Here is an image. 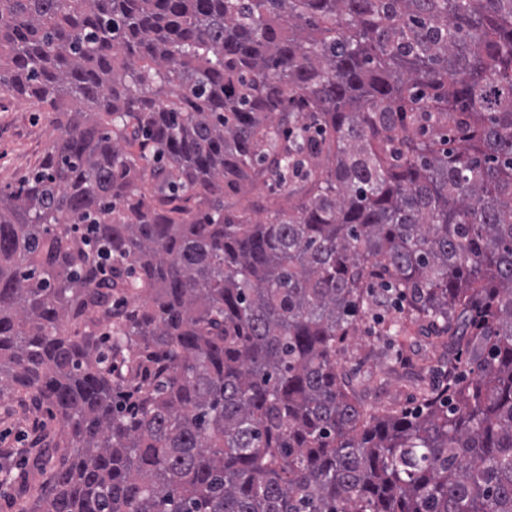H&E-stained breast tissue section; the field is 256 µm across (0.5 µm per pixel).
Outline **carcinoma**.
<instances>
[{
    "instance_id": "carcinoma-1",
    "label": "carcinoma",
    "mask_w": 512,
    "mask_h": 512,
    "mask_svg": "<svg viewBox=\"0 0 512 512\" xmlns=\"http://www.w3.org/2000/svg\"><path fill=\"white\" fill-rule=\"evenodd\" d=\"M0 94L56 132L0 189V399L68 436L20 512H512V0H0ZM373 326L371 316L358 321V331L352 339L344 364L347 370L356 366L368 367L374 373L364 402L371 411H381L391 407L412 408L415 406V390L412 382L399 380L386 374L380 356L379 344L370 333Z\"/></svg>"
}]
</instances>
